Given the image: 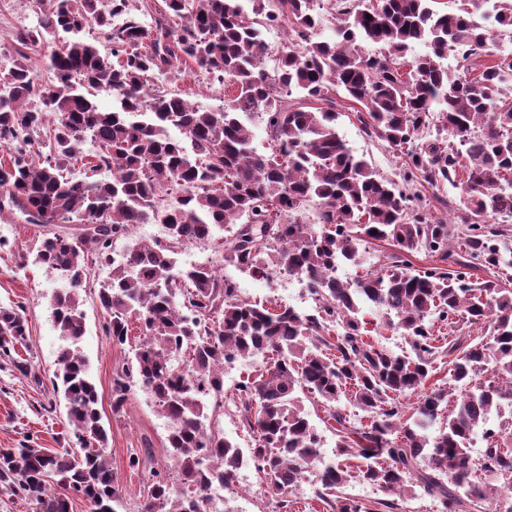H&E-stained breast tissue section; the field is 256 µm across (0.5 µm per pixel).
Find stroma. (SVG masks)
Returning a JSON list of instances; mask_svg holds the SVG:
<instances>
[{"label":"stroma","mask_w":512,"mask_h":512,"mask_svg":"<svg viewBox=\"0 0 512 512\" xmlns=\"http://www.w3.org/2000/svg\"><path fill=\"white\" fill-rule=\"evenodd\" d=\"M35 0H0V70L10 67L15 53V17L25 13L35 15ZM154 88L173 91L199 106L217 110L223 107L233 87L212 82L198 69L182 64L174 71L153 79ZM336 128L348 147L363 156L377 173L396 178L402 159L388 143L368 138L355 118L351 102L337 97ZM0 226L6 227V239L0 246V306L22 304L28 323L27 357L33 365L34 377H24L11 369L0 368V449L18 448L26 443L58 451L68 447L64 402L54 394L52 380L62 340L53 323L51 301L67 283L55 272L37 263L36 252L44 233L43 226L30 223L19 210L0 213ZM213 252L214 269L219 274L237 276L243 296L272 307L286 305V298L246 275H236L234 268L225 267L224 233L216 231L209 243ZM89 291L82 294V310L86 332L79 348L88 362L90 376L98 395V409L107 431L108 461L124 494L126 512H138L144 500L141 475L130 471V453L150 447L155 466L170 465L166 448L168 421L156 409L141 389H132L120 412L112 410V380L124 361L131 359L140 343L138 328H131L128 342L113 346L102 332L103 315L93 293L107 271L101 266L89 270ZM248 477V492L241 498H228L227 512H279L278 497L267 489L253 467L243 469Z\"/></svg>","instance_id":"stroma-1"}]
</instances>
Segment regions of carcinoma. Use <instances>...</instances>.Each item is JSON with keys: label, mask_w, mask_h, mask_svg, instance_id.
<instances>
[{"label": "carcinoma", "mask_w": 512, "mask_h": 512, "mask_svg": "<svg viewBox=\"0 0 512 512\" xmlns=\"http://www.w3.org/2000/svg\"><path fill=\"white\" fill-rule=\"evenodd\" d=\"M36 0L35 26L16 35L13 66L0 71V210L14 207L32 223H66L82 233L42 238L36 260L69 281L54 296L53 320L66 341L54 391L62 393L73 446L50 451L33 444L0 450V491L35 498L42 512H70L81 496L93 512H120L121 487L108 464L98 392L77 348L85 333L80 290L89 277L84 249L112 265L96 300L112 345L141 344L112 383L119 411L138 386L169 423L172 469L149 471L141 512H196L200 489L225 482L242 466L292 505L291 494L312 478L329 512H368L339 495L352 477L340 457L362 462L358 477L386 497L376 512H395L421 489L440 512H473L494 500L512 512V444L486 426L512 408V58L498 57L494 31L512 29V5L493 0V23H476L481 0L456 13L435 0H336L333 36L321 37L319 0H164L145 27L128 0ZM291 24L293 41L265 68L263 29ZM108 32L103 54L79 33ZM384 46L379 54L363 43ZM428 51L401 71L415 44ZM49 50L56 82L36 89L29 50ZM465 51L462 73L444 65ZM184 61L234 87L218 112L149 87V77ZM112 92L106 109L87 94ZM356 105L366 136L404 158L400 180L378 174L336 130V94ZM323 102L314 107L309 102ZM438 119L436 132L420 131ZM262 126L269 152L253 146L246 122ZM184 141L169 138L167 128ZM97 151L92 175L70 177L85 141ZM172 182L185 195L163 218L165 239L135 244L129 259H111L115 240L152 219L154 202ZM460 189L456 223L433 221L419 187ZM318 199L313 223L305 219ZM224 227V264L268 278L288 272L312 283L315 309H272L241 295L237 282L208 268L173 276L181 245ZM392 246L387 261L352 283L336 268L362 261L359 248ZM423 252L435 265L413 268ZM490 278L476 283L471 272ZM385 315L410 353L395 354L371 339L362 305ZM488 323L474 336L470 327ZM25 308L0 306V364L32 369ZM260 357L263 369L224 396V358ZM448 356L449 378L435 376ZM323 406L336 423L335 458L310 423L298 393ZM347 400L364 412L353 423ZM232 402L252 436L244 450L224 436L219 417ZM439 425L437 432L430 429ZM483 434L477 459L471 444Z\"/></svg>", "instance_id": "carcinoma-1"}]
</instances>
